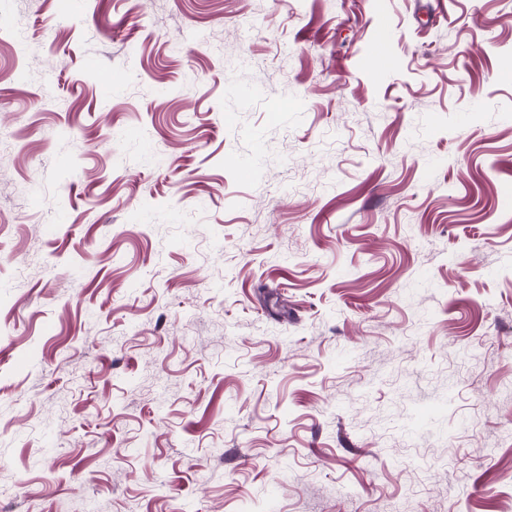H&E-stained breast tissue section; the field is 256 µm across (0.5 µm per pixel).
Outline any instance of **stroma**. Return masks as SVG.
<instances>
[{"label": "stroma", "mask_w": 512, "mask_h": 512, "mask_svg": "<svg viewBox=\"0 0 512 512\" xmlns=\"http://www.w3.org/2000/svg\"><path fill=\"white\" fill-rule=\"evenodd\" d=\"M59 3L0 0V512H512V0Z\"/></svg>", "instance_id": "35a3bbf8"}]
</instances>
